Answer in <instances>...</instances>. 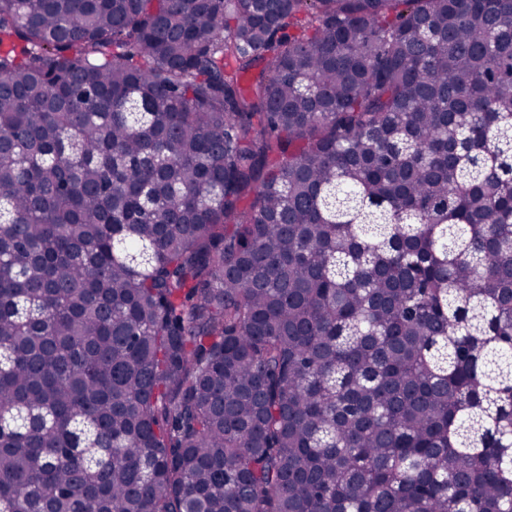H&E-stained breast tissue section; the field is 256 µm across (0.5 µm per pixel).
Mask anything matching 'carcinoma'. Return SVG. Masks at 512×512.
<instances>
[{
  "mask_svg": "<svg viewBox=\"0 0 512 512\" xmlns=\"http://www.w3.org/2000/svg\"><path fill=\"white\" fill-rule=\"evenodd\" d=\"M0 512H512V0H0Z\"/></svg>",
  "mask_w": 512,
  "mask_h": 512,
  "instance_id": "obj_1",
  "label": "carcinoma"
}]
</instances>
